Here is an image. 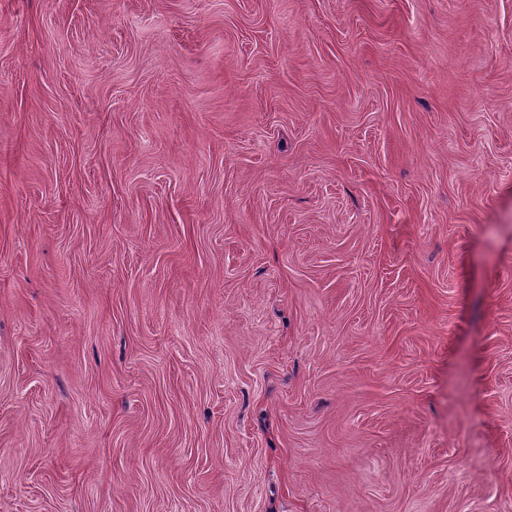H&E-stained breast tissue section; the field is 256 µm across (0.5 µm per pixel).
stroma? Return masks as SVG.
Segmentation results:
<instances>
[{"label": "stroma", "instance_id": "35a3bbf8", "mask_svg": "<svg viewBox=\"0 0 512 512\" xmlns=\"http://www.w3.org/2000/svg\"><path fill=\"white\" fill-rule=\"evenodd\" d=\"M0 512H512V0H0Z\"/></svg>", "mask_w": 512, "mask_h": 512}]
</instances>
